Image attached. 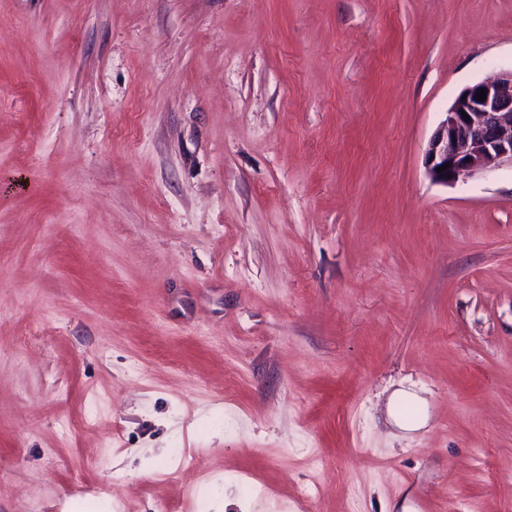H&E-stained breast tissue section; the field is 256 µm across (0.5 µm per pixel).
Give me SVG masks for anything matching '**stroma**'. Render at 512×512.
Returning a JSON list of instances; mask_svg holds the SVG:
<instances>
[{"label": "stroma", "instance_id": "35a3bbf8", "mask_svg": "<svg viewBox=\"0 0 512 512\" xmlns=\"http://www.w3.org/2000/svg\"><path fill=\"white\" fill-rule=\"evenodd\" d=\"M509 68L512 0H0V512H512V171L424 168Z\"/></svg>", "mask_w": 512, "mask_h": 512}]
</instances>
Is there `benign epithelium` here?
<instances>
[{"label":"benign epithelium","mask_w":512,"mask_h":512,"mask_svg":"<svg viewBox=\"0 0 512 512\" xmlns=\"http://www.w3.org/2000/svg\"><path fill=\"white\" fill-rule=\"evenodd\" d=\"M480 89L483 101L475 99ZM503 167L512 168V69L462 88L425 152L426 175L444 185Z\"/></svg>","instance_id":"obj_1"}]
</instances>
